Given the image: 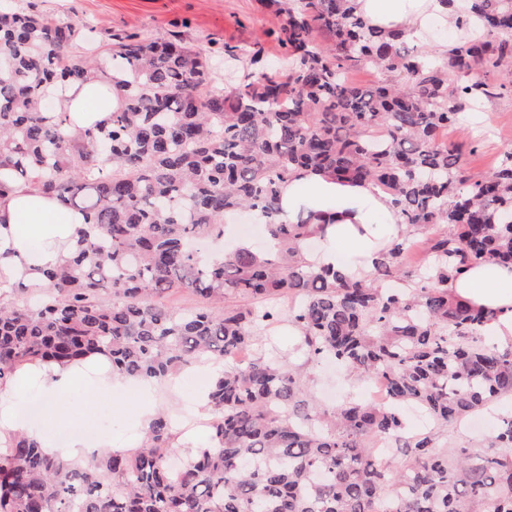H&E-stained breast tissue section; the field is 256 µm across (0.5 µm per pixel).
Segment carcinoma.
Here are the masks:
<instances>
[{"instance_id":"carcinoma-1","label":"carcinoma","mask_w":512,"mask_h":512,"mask_svg":"<svg viewBox=\"0 0 512 512\" xmlns=\"http://www.w3.org/2000/svg\"><path fill=\"white\" fill-rule=\"evenodd\" d=\"M260 2L285 17L284 55L271 68L258 49H227L242 78L213 95L200 46L130 35L85 55L73 47L91 36L75 24L0 7V198L24 182L89 225L38 283L0 278V381L98 353L112 374L159 384L194 361L257 352L213 383L212 444L177 464L163 412L142 446L91 461L13 439L0 512H512V416L480 451L439 443L512 397V345L479 344L493 313L448 293L474 265L512 264V147L474 179L463 144L442 137L512 83V0H468L455 26L484 35L443 49L369 26L353 0ZM360 66L397 79L360 85L349 78ZM95 82L119 106L106 125L75 126L65 93ZM299 172L393 197L404 237L370 276L305 261L335 218L288 220L280 188ZM228 211L265 225L268 248L203 258L198 243L224 237ZM419 235L426 256L408 268ZM176 289L208 306L160 302ZM285 319L307 362L383 378L389 403L318 407L300 368L260 354ZM407 404L433 428L409 433Z\"/></svg>"}]
</instances>
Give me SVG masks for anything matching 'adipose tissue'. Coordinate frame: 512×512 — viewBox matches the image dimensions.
<instances>
[{
  "label": "adipose tissue",
  "instance_id": "1",
  "mask_svg": "<svg viewBox=\"0 0 512 512\" xmlns=\"http://www.w3.org/2000/svg\"><path fill=\"white\" fill-rule=\"evenodd\" d=\"M358 13L375 26L402 30L406 39L421 41L429 26L448 23L451 12L443 0H355ZM64 105L73 120L84 126L106 123L117 106L113 94H100L97 86L76 84L67 91ZM281 203L288 216L299 211L332 213L336 222L319 261L343 273L355 265L371 269L382 244L403 230L393 198L375 185L349 184L318 173L302 174L281 188ZM83 215L57 199L19 184L0 200V246L9 257H0V275L13 283L32 284L37 268L57 265L70 257ZM451 294L494 312L488 325L490 336L501 345L512 343V264L486 262L449 280ZM98 376L97 395L116 400L126 390H148V383L112 373L110 360L92 355L75 364L44 363L29 367L13 380L0 382V446L24 433V423L13 413L9 401L27 382L37 381L50 412L79 384L86 371Z\"/></svg>",
  "mask_w": 512,
  "mask_h": 512
}]
</instances>
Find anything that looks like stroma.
<instances>
[{
  "mask_svg": "<svg viewBox=\"0 0 512 512\" xmlns=\"http://www.w3.org/2000/svg\"><path fill=\"white\" fill-rule=\"evenodd\" d=\"M8 7L30 12L50 21L67 19L91 28L99 45L135 34L143 38L163 39L181 36L191 44L209 46L213 59H221L225 48L255 47L269 62L282 53L274 32L281 20L259 7L257 0H6ZM484 133L475 155L468 159L473 178H480L492 166L497 154L512 146V91L504 90L496 99L485 102L482 114ZM297 343L287 325H280L262 338L266 355L279 357L302 367L308 387L321 408L331 410L346 400H366L367 384L348 377L323 364L305 363L295 352ZM209 384L198 365L184 367L178 382L155 385L159 410L167 412L181 427L182 438L175 441L174 452H185L205 445L211 432L210 411L199 409L197 396ZM92 382L77 386L71 394L66 413L48 420L46 412L32 413L42 401L36 387H29L13 400L15 412L25 416L29 425L44 430L55 446L67 447L73 434L111 435L116 448L131 450L138 446L142 433L137 426L144 393L126 391L123 405L94 397Z\"/></svg>",
  "mask_w": 512,
  "mask_h": 512,
  "instance_id": "stroma-1",
  "label": "stroma"
}]
</instances>
